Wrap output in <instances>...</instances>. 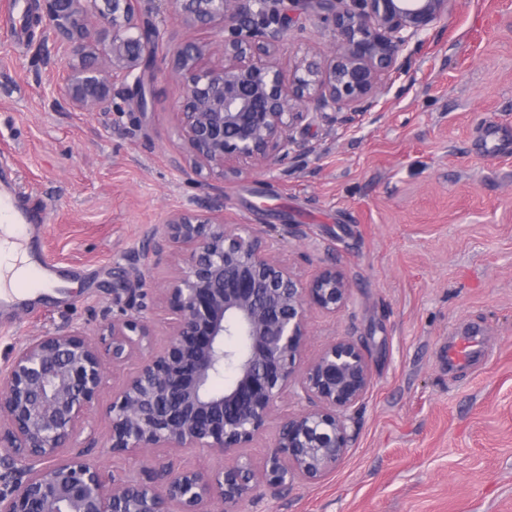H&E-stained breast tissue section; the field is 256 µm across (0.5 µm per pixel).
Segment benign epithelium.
<instances>
[{"label": "benign epithelium", "mask_w": 512, "mask_h": 512, "mask_svg": "<svg viewBox=\"0 0 512 512\" xmlns=\"http://www.w3.org/2000/svg\"><path fill=\"white\" fill-rule=\"evenodd\" d=\"M142 2L40 0L55 38L78 55L63 86L72 109H107L118 80L146 108L159 34ZM158 2L185 25L219 32L179 47L171 69L189 159L222 181L280 165L317 114L347 123L372 111L459 0H288L286 18L283 0ZM306 12L334 30L336 46L324 59L294 56L286 74L288 29ZM95 22L103 33L90 43ZM213 54L222 63L206 65ZM146 251L167 254L174 267L161 288L171 315L162 349L146 352L154 326L128 316L97 338L78 327L31 336L0 371V512H241L255 491L316 483L345 459L351 412L373 370L350 336L312 357L307 345L312 313L334 317L349 306L347 272L331 263L302 279L272 239L222 214L175 212ZM129 361L135 371L112 384L106 444L114 457L152 459L143 479L94 461L81 440L108 366ZM228 368L224 391L213 392L211 380ZM288 397L302 408L280 421L268 452L258 462L243 454ZM188 449L223 456L224 469L175 466Z\"/></svg>", "instance_id": "obj_1"}]
</instances>
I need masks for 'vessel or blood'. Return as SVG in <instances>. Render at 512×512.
<instances>
[{
	"label": "vessel or blood",
	"instance_id": "vessel-or-blood-1",
	"mask_svg": "<svg viewBox=\"0 0 512 512\" xmlns=\"http://www.w3.org/2000/svg\"><path fill=\"white\" fill-rule=\"evenodd\" d=\"M40 204L10 173L0 174V223L14 225L15 243L26 257L33 286L65 287L74 271L45 255L34 230L40 219Z\"/></svg>",
	"mask_w": 512,
	"mask_h": 512
}]
</instances>
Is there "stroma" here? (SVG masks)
Segmentation results:
<instances>
[{
    "instance_id": "stroma-1",
    "label": "stroma",
    "mask_w": 512,
    "mask_h": 512,
    "mask_svg": "<svg viewBox=\"0 0 512 512\" xmlns=\"http://www.w3.org/2000/svg\"><path fill=\"white\" fill-rule=\"evenodd\" d=\"M28 2L23 26L0 24V158L41 202L49 256L82 274L67 298L0 330V368L28 336L94 335L137 313L163 346L170 315L157 290L171 269L142 249L170 213L220 206L228 223L277 241L300 275L347 271L352 301L337 317L314 314L309 351L353 337L375 378L342 464L244 512H512V0H461L374 110L347 125L319 116L285 163L221 183L190 165L166 62L214 28L145 0L163 59L147 108L118 85L109 111L77 112L61 90L71 52L46 39ZM489 122L507 131L505 154L484 153ZM467 330L482 351L449 368L444 351ZM111 397L104 389L84 434L97 461L140 474L144 459L104 447Z\"/></svg>"
}]
</instances>
